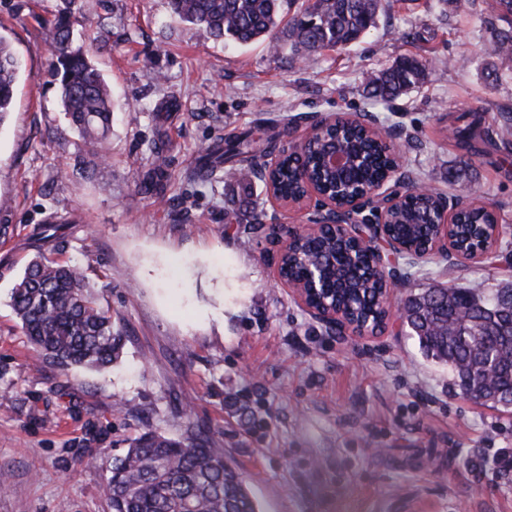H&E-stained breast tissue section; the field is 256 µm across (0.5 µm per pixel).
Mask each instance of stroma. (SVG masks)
Instances as JSON below:
<instances>
[{"instance_id": "obj_1", "label": "stroma", "mask_w": 512, "mask_h": 512, "mask_svg": "<svg viewBox=\"0 0 512 512\" xmlns=\"http://www.w3.org/2000/svg\"><path fill=\"white\" fill-rule=\"evenodd\" d=\"M58 0H0L20 62L0 125V512H110L101 487L152 430L222 449L262 512H512V408L458 397L446 366L390 323L340 336L277 280L278 244L251 232L281 215L249 168L196 174L218 138L270 121L375 115L405 169L453 201L479 197L502 237L482 264L398 259L396 301L432 286L512 283V60L488 52L492 0H381L375 28L306 58L214 39L169 0H76L115 112L107 160L87 166L49 69ZM425 81L390 104L367 73L402 55ZM465 66H456V59ZM496 70L497 81L486 78ZM491 136L468 157L445 115ZM168 203L144 192L155 146ZM79 264L112 308L122 348L102 371L38 359L10 306L39 255Z\"/></svg>"}]
</instances>
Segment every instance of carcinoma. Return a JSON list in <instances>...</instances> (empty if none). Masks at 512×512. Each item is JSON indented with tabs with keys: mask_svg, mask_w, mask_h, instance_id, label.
Masks as SVG:
<instances>
[{
	"mask_svg": "<svg viewBox=\"0 0 512 512\" xmlns=\"http://www.w3.org/2000/svg\"><path fill=\"white\" fill-rule=\"evenodd\" d=\"M495 12L508 27L491 32V52L512 57V0H493ZM72 0L50 24L53 76L58 82L63 114L98 160L106 159L112 126V99L102 71L90 50L76 42ZM178 20L206 30L216 39L248 45L264 40L277 52L289 48L303 54L340 49L358 41L377 25L380 0H304L298 14L283 20L281 0H169ZM18 59L0 37V125L9 114L18 73ZM427 63L414 55L399 57L388 68L370 73L365 90L377 102L390 103L420 84ZM288 136V123L273 122L257 141L248 130L221 139L201 158L199 169L212 171L247 164L256 169L276 154ZM480 120L455 127L457 145L477 154ZM343 139L362 161L349 168L347 179L358 187L382 174L385 161L378 145L362 131H345ZM297 160L284 158L275 190L287 198L300 189ZM163 149L155 148L154 167L142 182L145 192L164 197ZM434 201L414 198L395 214L390 230L419 248L436 235ZM488 214L473 211L455 225L456 243L469 250L491 244ZM300 249L321 254L330 269L326 278L333 296L328 302L356 319L383 327L381 300L387 283L363 250L339 240L316 237ZM11 306L35 352L60 370L101 369L112 364L120 347L113 313L100 304L84 270L48 257L32 261L11 292ZM426 356L448 366L458 395L481 404L512 407V286L501 288H427L410 295L397 309ZM103 495L112 512H261L240 474L225 465L224 454L205 440L191 445L145 432L116 458Z\"/></svg>",
	"mask_w": 512,
	"mask_h": 512,
	"instance_id": "carcinoma-1",
	"label": "carcinoma"
}]
</instances>
